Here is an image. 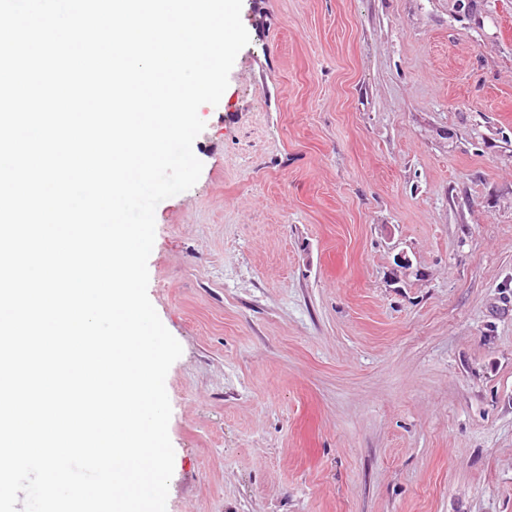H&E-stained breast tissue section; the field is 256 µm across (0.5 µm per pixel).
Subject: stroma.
I'll use <instances>...</instances> for the list:
<instances>
[{
	"instance_id": "1",
	"label": "stroma",
	"mask_w": 512,
	"mask_h": 512,
	"mask_svg": "<svg viewBox=\"0 0 512 512\" xmlns=\"http://www.w3.org/2000/svg\"><path fill=\"white\" fill-rule=\"evenodd\" d=\"M241 19L155 210L166 512H512V0Z\"/></svg>"
}]
</instances>
